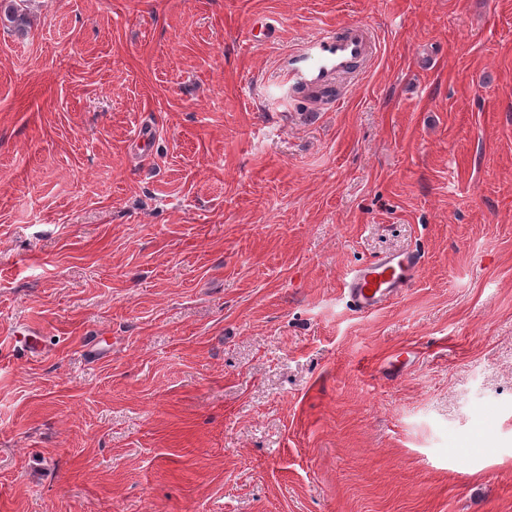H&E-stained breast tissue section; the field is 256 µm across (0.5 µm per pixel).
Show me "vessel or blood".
I'll return each mask as SVG.
<instances>
[{
    "mask_svg": "<svg viewBox=\"0 0 512 512\" xmlns=\"http://www.w3.org/2000/svg\"><path fill=\"white\" fill-rule=\"evenodd\" d=\"M377 48L370 25L355 22L324 27L288 52V84L293 88H328L335 77L369 63ZM422 266L411 250L392 252L353 271L345 282L356 310L368 314L382 309L409 288Z\"/></svg>",
    "mask_w": 512,
    "mask_h": 512,
    "instance_id": "b4317fda",
    "label": "vessel or blood"
}]
</instances>
